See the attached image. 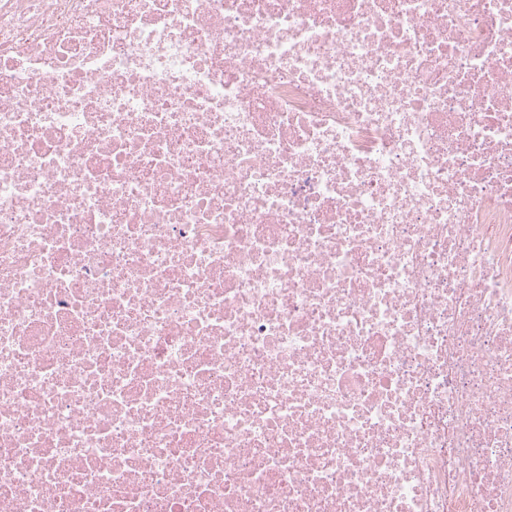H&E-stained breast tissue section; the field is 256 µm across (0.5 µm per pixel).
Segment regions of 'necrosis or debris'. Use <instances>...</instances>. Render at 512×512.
Here are the masks:
<instances>
[{"label": "necrosis or debris", "instance_id": "necrosis-or-debris-1", "mask_svg": "<svg viewBox=\"0 0 512 512\" xmlns=\"http://www.w3.org/2000/svg\"><path fill=\"white\" fill-rule=\"evenodd\" d=\"M0 512H512V0H0Z\"/></svg>", "mask_w": 512, "mask_h": 512}]
</instances>
